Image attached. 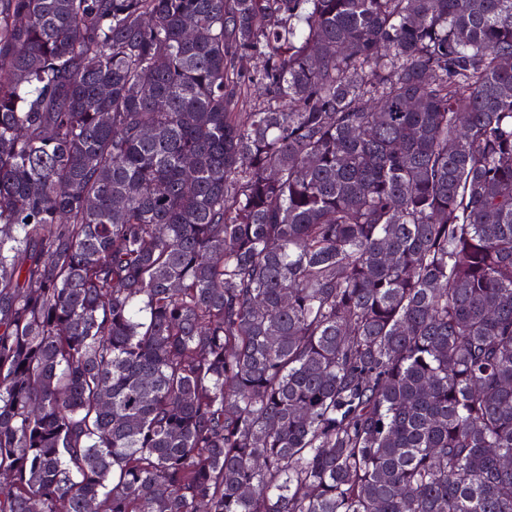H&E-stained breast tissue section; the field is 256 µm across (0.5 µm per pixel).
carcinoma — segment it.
Segmentation results:
<instances>
[{
	"label": "carcinoma",
	"instance_id": "1",
	"mask_svg": "<svg viewBox=\"0 0 512 512\" xmlns=\"http://www.w3.org/2000/svg\"><path fill=\"white\" fill-rule=\"evenodd\" d=\"M512 0H0V512H512Z\"/></svg>",
	"mask_w": 512,
	"mask_h": 512
}]
</instances>
